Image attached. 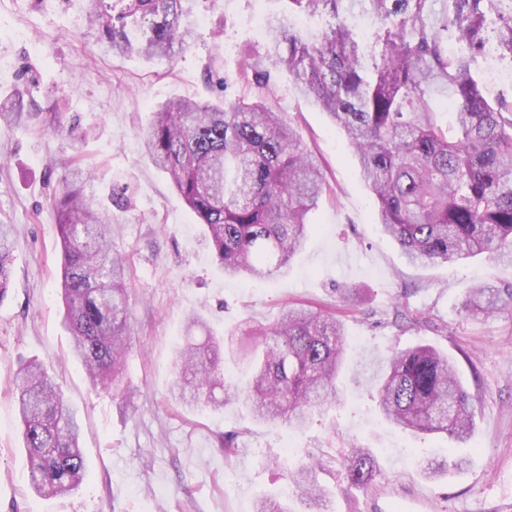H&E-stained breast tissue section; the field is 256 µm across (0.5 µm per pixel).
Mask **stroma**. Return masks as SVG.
Masks as SVG:
<instances>
[{
	"label": "stroma",
	"mask_w": 512,
	"mask_h": 512,
	"mask_svg": "<svg viewBox=\"0 0 512 512\" xmlns=\"http://www.w3.org/2000/svg\"><path fill=\"white\" fill-rule=\"evenodd\" d=\"M252 0H194L206 24L170 59L105 54L82 0H0V17L25 32L0 36V98L20 95L32 120L0 127V224L19 245L0 300V512H255L262 496L284 492L288 471L323 464L330 512H512V314L474 320L460 302L476 284L512 286V265L483 256L433 265L408 263L387 238L339 126L273 73L270 103L316 156L332 194L311 216L313 230L286 274L267 280L225 276L203 241V226L167 174L144 156L142 133L171 96L227 102L247 93L239 79L259 50L247 27ZM79 152L94 172L82 186L112 211L113 246L129 264L131 350L121 390L93 389L69 353L71 332L58 289L61 247L54 189ZM133 187L129 209L111 207L113 186ZM361 289L362 312L344 319L347 354L342 404L315 411L300 430L258 425L243 406L215 411L175 400L174 357L189 314L214 335L273 322L284 301L338 307L336 289ZM424 313L397 326L393 306ZM447 333H440V325ZM429 344L447 353L475 403L470 441L404 430L379 416L374 370L391 349ZM35 359L56 375L82 426L85 475L68 495L39 496L29 485L12 378ZM232 433L234 456L218 446ZM369 449L379 473L366 489L342 483L340 463ZM453 452L462 470L424 475L427 454Z\"/></svg>",
	"instance_id": "1"
}]
</instances>
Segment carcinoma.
Listing matches in <instances>:
<instances>
[{"label": "carcinoma", "mask_w": 512, "mask_h": 512, "mask_svg": "<svg viewBox=\"0 0 512 512\" xmlns=\"http://www.w3.org/2000/svg\"><path fill=\"white\" fill-rule=\"evenodd\" d=\"M191 0H85L89 24L105 50L169 58L187 49L182 25ZM265 50L249 55L242 78L250 93L224 105L173 99L156 105L144 135L147 157L169 174L175 191L206 226L205 245L224 274L269 278L287 269L312 230L308 215L328 191L324 174L297 131L268 103L270 70L284 69L330 116L358 157L361 178L378 204L384 233L412 264L446 263L485 254L512 258V94L488 91L479 69L489 42L512 58V0H282ZM378 20L372 45L361 43L350 16ZM296 16L325 21L318 34L298 32ZM463 50L448 52V44ZM14 100L0 102V123L21 122ZM60 245L61 297L73 333L72 355L90 383L117 382L129 350L127 259L112 248V216L92 208L64 180L52 198ZM17 243L0 224V299L10 285ZM512 309V288L479 284L461 302L483 319ZM192 316L177 350L173 392L186 403L219 410L242 402L263 423L297 430L311 411L338 404L345 355L343 321L284 303L270 325L203 339ZM247 366V387L226 378L224 350ZM29 480L39 495L75 490L84 475L81 427L59 383L34 361L14 378ZM222 396H216V391ZM391 424L442 434L464 444L474 421L472 395L448 355L432 345L395 349L377 387ZM311 462L288 473L308 506L324 512L328 492ZM459 466L432 459L428 473ZM343 481L368 487L377 475L370 451L342 462ZM256 512H291L288 501L258 500Z\"/></svg>", "instance_id": "carcinoma-1"}]
</instances>
